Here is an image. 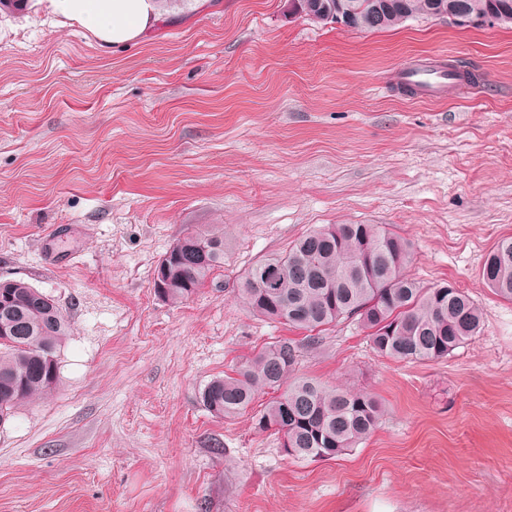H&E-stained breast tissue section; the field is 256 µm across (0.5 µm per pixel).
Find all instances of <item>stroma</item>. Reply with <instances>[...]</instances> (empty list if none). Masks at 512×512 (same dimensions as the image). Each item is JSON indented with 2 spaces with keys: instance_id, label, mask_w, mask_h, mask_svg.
<instances>
[{
  "instance_id": "stroma-1",
  "label": "stroma",
  "mask_w": 512,
  "mask_h": 512,
  "mask_svg": "<svg viewBox=\"0 0 512 512\" xmlns=\"http://www.w3.org/2000/svg\"><path fill=\"white\" fill-rule=\"evenodd\" d=\"M480 72L437 102L408 63ZM321 224H377L407 268L468 292L479 336L446 359L379 356L344 321L298 373L377 396L357 448L295 462L251 414L200 392L281 336L239 276ZM223 228V269L180 305L153 288L184 232ZM512 235V25L376 32L289 17L288 0H183L99 48L47 0L0 15V277L71 323L54 388L0 425V512H512V302L485 288ZM222 451H214V443Z\"/></svg>"
}]
</instances>
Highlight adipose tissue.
Masks as SVG:
<instances>
[{"label":"adipose tissue","instance_id":"adipose-tissue-1","mask_svg":"<svg viewBox=\"0 0 512 512\" xmlns=\"http://www.w3.org/2000/svg\"><path fill=\"white\" fill-rule=\"evenodd\" d=\"M62 21L83 25L109 48L142 37L161 15L156 0H50Z\"/></svg>","mask_w":512,"mask_h":512}]
</instances>
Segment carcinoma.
I'll use <instances>...</instances> for the list:
<instances>
[{
	"label": "carcinoma",
	"instance_id": "carcinoma-1",
	"mask_svg": "<svg viewBox=\"0 0 512 512\" xmlns=\"http://www.w3.org/2000/svg\"><path fill=\"white\" fill-rule=\"evenodd\" d=\"M342 2L352 10L349 30H386L410 19L448 12V0H295L306 18L333 23L325 6ZM381 10L372 9L374 3ZM473 17L491 11L512 15V0H461ZM170 255L162 299L179 304L224 266V230L188 231ZM414 246L376 224L315 227L283 252L274 253L239 279V299L255 315L306 332L304 343L273 341L211 379L200 392L214 416L246 412L265 390L277 393L255 415V428L280 435L283 452L297 461L322 459L313 430L330 443L331 458L364 443L377 428L382 403L373 395L296 375L303 346L341 320L357 319L369 330L373 348L399 361L430 362L448 357L479 335L482 314L463 290L427 286L406 273ZM484 284L512 300V236L493 245L481 268ZM0 415L9 418L58 380V352L70 323L50 296L17 279H0Z\"/></svg>",
	"mask_w": 512,
	"mask_h": 512
}]
</instances>
